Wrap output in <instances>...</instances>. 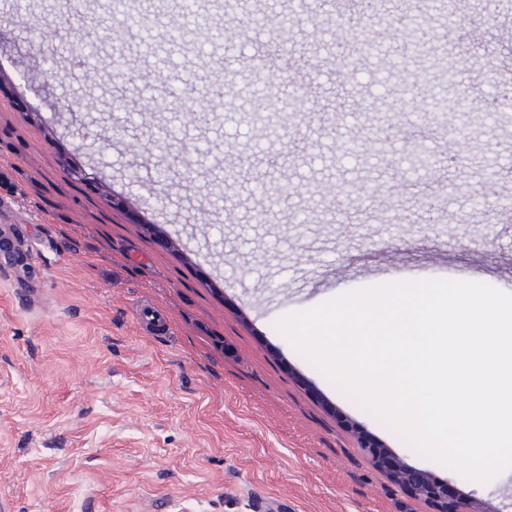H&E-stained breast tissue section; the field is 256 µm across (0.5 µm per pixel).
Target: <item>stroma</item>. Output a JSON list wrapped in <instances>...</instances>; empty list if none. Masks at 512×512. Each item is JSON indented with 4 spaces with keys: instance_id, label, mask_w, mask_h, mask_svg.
Segmentation results:
<instances>
[{
    "instance_id": "obj_1",
    "label": "stroma",
    "mask_w": 512,
    "mask_h": 512,
    "mask_svg": "<svg viewBox=\"0 0 512 512\" xmlns=\"http://www.w3.org/2000/svg\"><path fill=\"white\" fill-rule=\"evenodd\" d=\"M61 0H0V226L31 246L24 282L0 275V512H436L362 450L370 436L404 464L452 486L459 512L512 503V469L481 483L421 452L296 350L278 320L362 287L398 280L483 282L512 293V228L487 231L472 199L512 193L487 170L512 165V120H485L487 71L502 67L504 19L489 0H457L467 35L432 28L416 72L453 70L449 99L473 120L432 126L418 144L416 114H433L414 86H380L403 42L357 54L329 37L338 13L312 0H223L240 37L219 62L205 51L159 60L125 16L101 14L98 54L121 55L145 97L160 77L194 71L195 100L128 114L131 84L96 85L70 45L87 26L84 0L57 27ZM272 19L249 27L254 10ZM288 63L275 76L267 53ZM227 83L214 102L212 80ZM277 99L288 122L256 150L252 114ZM399 131L367 143L366 129ZM200 142L206 156L174 162L163 132ZM450 166L419 171L393 195L418 148ZM381 192L370 195L369 190ZM169 330L141 331L142 301Z\"/></svg>"
}]
</instances>
